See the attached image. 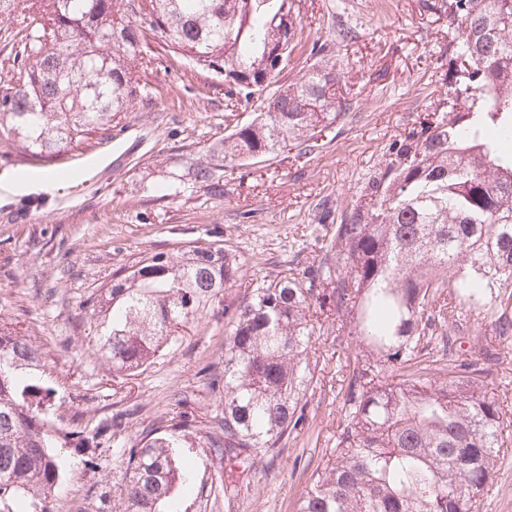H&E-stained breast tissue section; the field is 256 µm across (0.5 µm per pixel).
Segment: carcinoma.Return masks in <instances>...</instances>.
<instances>
[{
  "instance_id": "cac0c4a2",
  "label": "carcinoma",
  "mask_w": 512,
  "mask_h": 512,
  "mask_svg": "<svg viewBox=\"0 0 512 512\" xmlns=\"http://www.w3.org/2000/svg\"><path fill=\"white\" fill-rule=\"evenodd\" d=\"M32 16L8 54L0 84L3 153L50 160L148 96L134 63L163 38L195 71L224 77V101L251 112L205 155H181L180 177L224 199V172L303 157L347 103L337 45L313 43L303 79L283 78L303 40L299 0H0V15ZM448 22V73L462 103L437 100L395 142L340 216L319 200L331 226L320 258L299 273L242 282L236 255L217 241L154 250L85 302L102 359L133 376L229 288L224 361L210 375L224 415L208 444L224 458V497L258 459L308 420V396L325 354L313 339L331 324L355 354L339 369L343 415L334 447L312 472L293 512H482L500 454L512 439V402L495 393L479 362L445 360L466 342L464 325L490 321L477 340L483 359L512 346V0H424ZM36 343L0 322V512H46L62 474L52 442L50 389L26 370ZM440 376L431 379L432 364ZM172 438L146 434L124 450L112 512H164L189 465Z\"/></svg>"
}]
</instances>
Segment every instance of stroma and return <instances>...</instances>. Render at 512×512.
Returning a JSON list of instances; mask_svg holds the SVG:
<instances>
[{"mask_svg": "<svg viewBox=\"0 0 512 512\" xmlns=\"http://www.w3.org/2000/svg\"><path fill=\"white\" fill-rule=\"evenodd\" d=\"M341 14L357 36L342 51L338 92L352 103L325 144L304 158L285 153L227 171L224 200L204 190L156 200L167 157L205 152L246 120L224 109V82L166 56L139 66L148 96L116 118L111 136L93 137L52 162L0 157V322L30 336L42 361L31 380L53 388L54 428L82 431V447H58L63 465L51 512H108L124 472L125 448L150 429L167 433L189 412L191 428L172 434L191 463L176 494L180 512H292L311 472L330 448L342 415L337 358H327L309 399L311 421L290 435L277 458H263L237 498L224 497V462L207 444L224 414L209 384L223 354L224 306L172 338L146 370L115 375L99 355L82 304L112 273L152 249L176 251L190 240H220L239 261L241 279L299 271L319 254L326 228L316 202L341 209L385 162L388 149L444 91L448 26L422 0H301L304 38L288 82L305 74L312 43L333 39L327 20Z\"/></svg>", "mask_w": 512, "mask_h": 512, "instance_id": "obj_1", "label": "stroma"}]
</instances>
